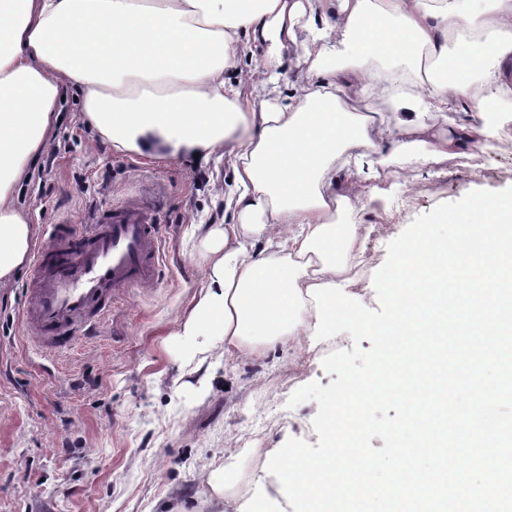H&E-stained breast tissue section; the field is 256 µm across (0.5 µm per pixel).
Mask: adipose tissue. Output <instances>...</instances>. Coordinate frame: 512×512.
I'll use <instances>...</instances> for the list:
<instances>
[{
  "label": "adipose tissue",
  "instance_id": "obj_1",
  "mask_svg": "<svg viewBox=\"0 0 512 512\" xmlns=\"http://www.w3.org/2000/svg\"><path fill=\"white\" fill-rule=\"evenodd\" d=\"M0 0V288L36 237L16 204L47 147L62 85L116 150L232 161L224 223L208 225L203 289L179 324L196 352L261 359L354 318L341 300L369 167L483 144L512 104V0ZM263 41L259 79L238 59ZM298 43L302 76L271 98ZM396 58L404 74L364 69ZM464 109L451 134L432 118ZM310 301L307 318L295 315Z\"/></svg>",
  "mask_w": 512,
  "mask_h": 512
}]
</instances>
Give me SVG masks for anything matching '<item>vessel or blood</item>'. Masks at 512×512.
Masks as SVG:
<instances>
[{"label": "vessel or blood", "mask_w": 512, "mask_h": 512, "mask_svg": "<svg viewBox=\"0 0 512 512\" xmlns=\"http://www.w3.org/2000/svg\"><path fill=\"white\" fill-rule=\"evenodd\" d=\"M159 227L142 201L57 225L33 260L34 286L21 312L32 343L52 352L95 332L117 299L159 281Z\"/></svg>", "instance_id": "1"}]
</instances>
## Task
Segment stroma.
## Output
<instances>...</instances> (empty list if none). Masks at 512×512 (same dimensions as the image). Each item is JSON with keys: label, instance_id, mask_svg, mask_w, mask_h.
<instances>
[{"label": "stroma", "instance_id": "35a3bbf8", "mask_svg": "<svg viewBox=\"0 0 512 512\" xmlns=\"http://www.w3.org/2000/svg\"><path fill=\"white\" fill-rule=\"evenodd\" d=\"M51 169L35 166L17 204L45 245L53 224H82L92 212L128 198H158L163 274L151 288L129 290L97 334L46 357L30 345L20 313L31 285L22 269L0 288V512H217L198 475L224 469L228 494L294 512L268 460L289 439L317 444L318 404L288 407L312 382L332 381L322 367L325 340L289 358L207 359L213 388L200 397L184 363L192 347L176 331L202 285L206 249L199 225L224 214L230 160L203 169L161 156L145 158L103 142L82 118L76 87L65 85ZM384 190L358 216L364 263L353 298L376 311L373 276L387 247L420 214L473 190L512 187V119L481 146L427 164L395 159L375 167Z\"/></svg>", "mask_w": 512, "mask_h": 512}]
</instances>
